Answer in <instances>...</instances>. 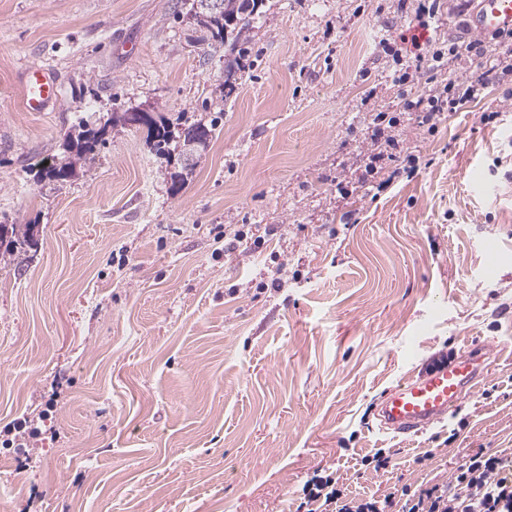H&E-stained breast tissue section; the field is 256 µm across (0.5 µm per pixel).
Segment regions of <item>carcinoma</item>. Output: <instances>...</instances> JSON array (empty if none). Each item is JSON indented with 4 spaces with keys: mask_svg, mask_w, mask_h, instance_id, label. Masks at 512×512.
Listing matches in <instances>:
<instances>
[{
    "mask_svg": "<svg viewBox=\"0 0 512 512\" xmlns=\"http://www.w3.org/2000/svg\"><path fill=\"white\" fill-rule=\"evenodd\" d=\"M200 0H192L191 8L187 13L189 28L193 32L201 33L197 41L207 45L213 51H218L225 46L228 40H233V47L238 49V56L225 61V80L223 88L228 91L234 90V76L238 69L239 57L246 53L245 44L248 42L249 33L252 29L251 21L262 13L265 0H223L224 11L219 13L202 12L198 10L197 4ZM138 110L124 112L115 115L105 121L109 128L117 126H130L137 121L140 125L147 127L148 134L160 143L169 140L171 131L165 121H155L149 112H143V116L134 119ZM92 127L90 124L81 122L73 127L65 138L64 150L67 157L61 163L60 172L62 180L67 181L74 177L77 167L86 165L92 159L97 147V142L90 139ZM11 239L5 245L4 253L21 259L26 254L38 247V243L32 240L30 235L31 225L12 224L10 225Z\"/></svg>",
    "mask_w": 512,
    "mask_h": 512,
    "instance_id": "obj_1",
    "label": "carcinoma"
}]
</instances>
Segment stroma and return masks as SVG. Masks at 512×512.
Returning a JSON list of instances; mask_svg holds the SVG:
<instances>
[{"mask_svg": "<svg viewBox=\"0 0 512 512\" xmlns=\"http://www.w3.org/2000/svg\"><path fill=\"white\" fill-rule=\"evenodd\" d=\"M191 3L0 0V224L38 231L0 258V512H303L317 474L380 499L512 448V74L430 130L390 50L418 29L471 72L454 0H265L225 99ZM32 64L50 111L23 109ZM135 107L214 125L180 190L142 127L43 178ZM379 112L398 145L369 173ZM477 342L497 361L447 419L380 430L389 389ZM23 108L27 112H47L58 96L54 75L42 68L32 67L23 76ZM101 125V124H100ZM83 121L78 126L73 127L65 138L64 150L68 154L61 162L59 171L62 173V182L74 177L77 172V165L84 166L88 160L92 159L97 147L98 141L92 142L89 135L95 128ZM11 239L7 245L1 244L0 250L5 246L4 253L14 256V259H25L26 254L37 249L38 243L33 242L30 235L31 224H10Z\"/></svg>", "mask_w": 512, "mask_h": 512, "instance_id": "obj_1", "label": "stroma"}]
</instances>
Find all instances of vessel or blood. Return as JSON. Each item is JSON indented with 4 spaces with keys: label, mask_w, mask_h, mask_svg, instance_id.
Segmentation results:
<instances>
[{
    "label": "vessel or blood",
    "mask_w": 512,
    "mask_h": 512,
    "mask_svg": "<svg viewBox=\"0 0 512 512\" xmlns=\"http://www.w3.org/2000/svg\"><path fill=\"white\" fill-rule=\"evenodd\" d=\"M467 24L482 36L512 29V0H475ZM22 92L25 111L45 112L57 99L58 84L50 71L33 67L23 76ZM493 362L489 347L472 344L447 366L408 378L386 393L379 409L381 430L406 437L447 418L476 389Z\"/></svg>",
    "instance_id": "1"
}]
</instances>
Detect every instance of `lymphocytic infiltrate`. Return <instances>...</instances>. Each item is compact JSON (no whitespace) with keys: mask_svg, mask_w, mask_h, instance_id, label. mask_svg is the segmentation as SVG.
I'll use <instances>...</instances> for the list:
<instances>
[{"mask_svg":"<svg viewBox=\"0 0 512 512\" xmlns=\"http://www.w3.org/2000/svg\"><path fill=\"white\" fill-rule=\"evenodd\" d=\"M493 44L501 46L500 54L490 53ZM466 49L478 60L480 73L429 88L417 100L407 101L406 109L421 111L423 121H433L477 99L487 73L512 72V29L496 32L487 41L470 40ZM507 461L504 455L476 454L467 457L447 482L417 490L406 485L380 500L344 494L332 476L307 481L303 494L312 512H389L393 507L398 512H512V477L503 474Z\"/></svg>","mask_w":512,"mask_h":512,"instance_id":"f902f5d3","label":"lymphocytic infiltrate"}]
</instances>
